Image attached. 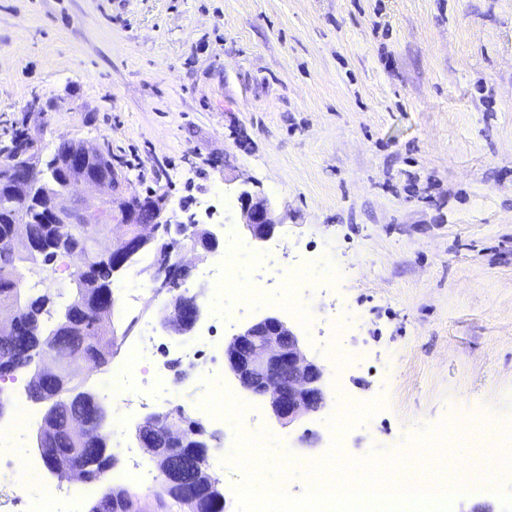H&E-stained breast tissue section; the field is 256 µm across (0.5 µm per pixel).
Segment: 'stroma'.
Returning a JSON list of instances; mask_svg holds the SVG:
<instances>
[{"label": "stroma", "mask_w": 512, "mask_h": 512, "mask_svg": "<svg viewBox=\"0 0 512 512\" xmlns=\"http://www.w3.org/2000/svg\"><path fill=\"white\" fill-rule=\"evenodd\" d=\"M25 117L47 154L109 141L119 193L202 221L222 188V221L250 245L225 255L240 275L270 244L241 222L244 189L271 202L282 253L338 259L334 298L311 293L310 324L289 325L324 364L317 327L351 305L353 364L327 368L325 406L290 426L249 397L267 435L298 442L291 494L332 480L329 420L358 399L383 406L346 453L403 455L395 481L465 480L459 422H512V0H0V131ZM210 385L224 426L208 471L237 512L243 475L220 454L246 407L229 371ZM442 426L452 473L437 449L410 454Z\"/></svg>", "instance_id": "35a3bbf8"}]
</instances>
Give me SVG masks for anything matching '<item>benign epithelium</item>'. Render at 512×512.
<instances>
[{"label":"benign epithelium","instance_id":"benign-epithelium-1","mask_svg":"<svg viewBox=\"0 0 512 512\" xmlns=\"http://www.w3.org/2000/svg\"><path fill=\"white\" fill-rule=\"evenodd\" d=\"M95 154V149L90 146L72 152L70 169L67 177L62 179L63 192L46 194L39 200L43 223L83 224L93 232L95 239L112 236L114 224H146L154 231L158 224L178 223L177 215L168 209L166 198L155 195L148 200L140 196H124L117 203L120 216L113 218L110 224L97 223L99 210L112 208L114 201L111 178L91 180L86 176L87 165ZM39 157L40 142L31 136L28 146L16 151V159L0 177L20 187L14 198L18 217L25 215L30 205L25 172L36 165ZM74 184H82L87 188L86 198L70 196L69 188ZM238 203L253 242L261 243L269 239L277 221L267 198L243 190L238 194ZM138 246V240L123 235L113 240L111 246L97 250L96 260L110 259L118 265ZM197 247L199 244L196 241L184 240L178 246L167 249L168 261L161 272L147 271L149 281L158 293L172 292L174 284L180 282L185 275L182 253L194 251ZM169 307L176 308L181 316L172 328L169 327V317H164L161 327L178 337L190 336L201 316L196 301H191L188 306L184 299L179 298L170 303ZM224 365L242 387L262 397L273 416L284 425H292L325 404L323 368L305 355L299 336L275 313H269L248 324L232 337L224 348ZM129 501L131 497L127 493L113 489L102 494L93 508L104 503L111 512H128Z\"/></svg>","mask_w":512,"mask_h":512}]
</instances>
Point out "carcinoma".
Returning a JSON list of instances; mask_svg holds the SVG:
<instances>
[{
  "instance_id": "carcinoma-1",
  "label": "carcinoma",
  "mask_w": 512,
  "mask_h": 512,
  "mask_svg": "<svg viewBox=\"0 0 512 512\" xmlns=\"http://www.w3.org/2000/svg\"><path fill=\"white\" fill-rule=\"evenodd\" d=\"M70 147L60 145L57 152L44 166L29 173L28 188L33 193L54 191L66 169L64 155ZM10 186L0 184V309L7 308L21 298L25 301L20 325L11 336L0 335V362L8 360L19 366H38L47 357L58 364L57 375L40 380L29 379L28 393L38 403H51L57 415H43V423L51 431L42 454L52 469L77 467L89 475L87 482L101 481L106 473L109 435L98 431L96 410L101 407L96 397L85 391L86 380L69 374L65 367L67 357L83 351L102 367L114 355V332L110 320L116 298L113 294L115 276L112 264L98 265L90 272L77 260L70 273L71 288L66 298L54 302L51 294L25 290L20 287L24 272L31 269L43 271L55 268L65 252L57 249L63 224H44L40 213L31 209L27 214V229L32 239L41 243L40 250L10 252L9 238L17 231L16 216L10 206ZM172 234L166 232L143 244L126 258L123 269L137 270L143 262L148 266L159 265L167 251ZM50 339L56 350L46 354L39 348L40 340ZM188 416L182 406L159 415L148 425L145 439L147 446H160L172 422ZM198 443L190 437L182 449L174 454L172 464L181 471L183 484L169 492L159 493L161 503L170 500L187 512H224V495L212 487L201 475L202 460L195 447Z\"/></svg>"
}]
</instances>
